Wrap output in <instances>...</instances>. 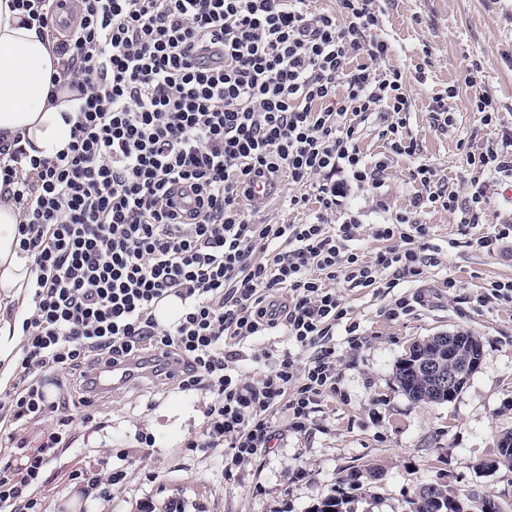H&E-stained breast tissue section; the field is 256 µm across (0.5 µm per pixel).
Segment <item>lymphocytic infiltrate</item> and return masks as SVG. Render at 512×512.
Listing matches in <instances>:
<instances>
[{
  "label": "lymphocytic infiltrate",
  "instance_id": "obj_1",
  "mask_svg": "<svg viewBox=\"0 0 512 512\" xmlns=\"http://www.w3.org/2000/svg\"><path fill=\"white\" fill-rule=\"evenodd\" d=\"M80 20L57 30L65 0H15L24 24L53 39L57 81L74 91L71 141L55 158L0 149V176L15 182L20 248L37 272L22 322L14 380L0 394L12 424L5 447L25 461L0 464V512H43L33 495L74 416L47 381L76 377L91 396L101 368L152 362L180 372L179 391L209 393L199 448H228L239 465L276 433L287 407L304 431L322 396L336 390L330 341L346 309L334 285L392 289L420 276L428 225L398 216L373 225L386 248L374 263L357 245L353 214L332 223L349 184L376 190L385 161L368 163L358 127L374 114L390 154L414 158L411 100L398 69L381 70L376 0H338L333 15L308 0H79ZM287 174L303 224L255 222L254 183ZM413 207L479 219L482 189L467 201L436 167L416 162ZM170 324L156 317L169 301ZM282 329L286 346L254 383L225 346L248 348ZM53 425L25 449L14 429Z\"/></svg>",
  "mask_w": 512,
  "mask_h": 512
}]
</instances>
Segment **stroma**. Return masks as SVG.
Masks as SVG:
<instances>
[{"instance_id":"stroma-1","label":"stroma","mask_w":512,"mask_h":512,"mask_svg":"<svg viewBox=\"0 0 512 512\" xmlns=\"http://www.w3.org/2000/svg\"><path fill=\"white\" fill-rule=\"evenodd\" d=\"M379 33L390 46L387 66L414 74L408 131L422 161L433 164L450 189L467 194L480 178L486 191L482 220L458 224L444 209L419 219L429 227V261L419 280L387 294L340 283L336 292L356 323V335L337 326L331 341L336 357V390L323 397L308 431L292 429L286 410L272 416L277 437L268 453L238 466L225 462L221 448H196L204 429L207 395L180 392L151 375L79 405L74 383L61 397L78 414L98 420L75 423L71 444L59 449L44 483L35 490L45 512H139L152 503L166 512L183 500L187 512H315L343 491L352 512H410L417 487L437 484L449 496L471 490L493 497L501 512H512V470H484L498 455V441L512 433V306H479L474 297L488 281L512 279V240L495 252L475 240L499 224L512 225V179L476 174L468 161L512 129V0H381ZM476 86H469L467 77ZM486 92L498 120L484 124L473 106L475 91ZM448 97L454 125L442 133L429 111L434 98ZM413 162L391 157L384 185L356 190L359 248L374 260L383 242L372 224L411 212ZM459 288L448 291L446 280ZM412 299L409 312L389 318L385 307L399 296ZM464 329L482 343L481 363L451 402H417L396 381V364L410 346L429 336ZM155 438L140 447L139 433ZM126 453L127 478L109 496L82 497L72 472L97 470L110 454ZM375 469L359 487H340L348 472ZM78 510H70V501Z\"/></svg>"}]
</instances>
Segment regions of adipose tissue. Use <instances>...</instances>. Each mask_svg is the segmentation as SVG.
Instances as JSON below:
<instances>
[{"mask_svg": "<svg viewBox=\"0 0 512 512\" xmlns=\"http://www.w3.org/2000/svg\"><path fill=\"white\" fill-rule=\"evenodd\" d=\"M0 0V147L22 148L36 158H55L66 149L71 125L64 117L74 103L66 90H54L59 70L53 43L22 25L23 11ZM12 185L0 181V301H18L35 284L33 261L22 253V212Z\"/></svg>", "mask_w": 512, "mask_h": 512, "instance_id": "adipose-tissue-1", "label": "adipose tissue"}]
</instances>
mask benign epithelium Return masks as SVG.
<instances>
[{
	"label": "benign epithelium",
	"mask_w": 512,
	"mask_h": 512,
	"mask_svg": "<svg viewBox=\"0 0 512 512\" xmlns=\"http://www.w3.org/2000/svg\"><path fill=\"white\" fill-rule=\"evenodd\" d=\"M418 366L425 377L422 399L443 391L453 398L467 384L480 365L474 339L458 330L430 336L421 343Z\"/></svg>",
	"instance_id": "obj_1"
}]
</instances>
